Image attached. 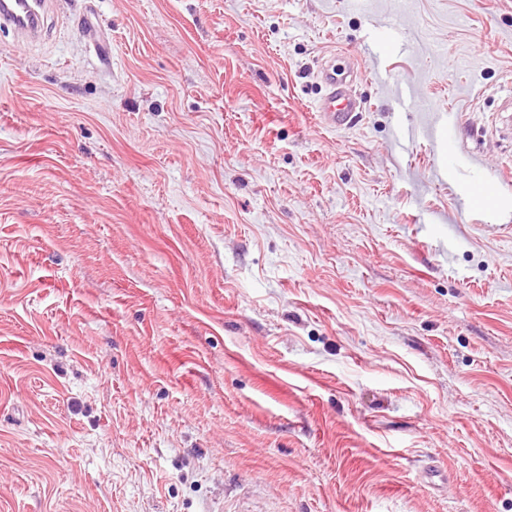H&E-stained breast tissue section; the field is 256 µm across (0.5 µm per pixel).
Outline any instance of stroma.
<instances>
[{"label":"stroma","mask_w":512,"mask_h":512,"mask_svg":"<svg viewBox=\"0 0 512 512\" xmlns=\"http://www.w3.org/2000/svg\"><path fill=\"white\" fill-rule=\"evenodd\" d=\"M510 88L512 0L1 28L0 512H512ZM339 72L336 65L322 69L320 79L324 93L315 109L320 122L332 129L349 125L361 109L359 100Z\"/></svg>","instance_id":"35a3bbf8"}]
</instances>
